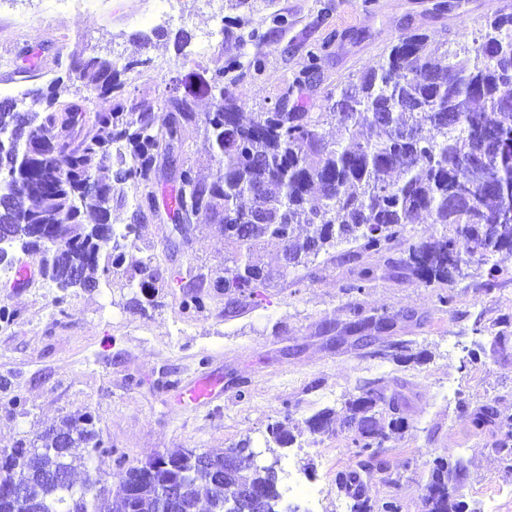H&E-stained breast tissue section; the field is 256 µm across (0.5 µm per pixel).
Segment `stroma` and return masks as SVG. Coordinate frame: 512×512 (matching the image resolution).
<instances>
[{
  "label": "stroma",
  "instance_id": "1",
  "mask_svg": "<svg viewBox=\"0 0 512 512\" xmlns=\"http://www.w3.org/2000/svg\"><path fill=\"white\" fill-rule=\"evenodd\" d=\"M440 0H251V10L231 9L228 0H87L64 14L29 10L27 0H0V89L34 90L63 75L68 56L98 54L118 64L145 58L121 80L136 100L161 107L172 79L196 72L211 78L232 58L241 69L224 72V83L245 106V115L283 100L306 112L323 111L329 97L377 65L403 33L420 30L456 50L472 44L496 10L512 12V0H465L463 8H440ZM286 25L278 26L274 16ZM233 25L206 57L198 50L224 18ZM185 32L187 45L176 46ZM319 50L317 74L303 78L311 50ZM260 58L261 72L248 62ZM202 126L186 127L173 165L154 182L166 200L176 167L189 165L210 180L214 164L204 148ZM126 203L114 210L117 230L133 225L136 249L128 263L156 254L168 288L132 295L106 284L94 290H61L34 278L18 290L0 271V307L14 311L0 320V448L26 442L78 410H92L104 438L129 463L180 448H229L250 438L263 460L277 461L282 512H351L336 488V474L351 458L350 434L336 427L325 435L303 431L318 410L344 414L357 386L383 381L404 398L409 424L385 456L398 487L373 478L374 501L399 494L403 512H420L422 487L433 458L450 451L468 470L462 490L470 512H512V471L497 452L503 435L476 431L471 411L495 403L512 414V255L494 256L500 271L488 280L473 264L451 285L418 282L402 265V245L385 253L345 261L350 242L336 244L288 277L274 279L253 304L224 311L216 296L201 312H182L175 282L187 268L214 277L224 265V237L207 215L194 218L191 245H184L166 215L135 218L139 190L125 186ZM375 271L362 292L349 285L359 266ZM452 292L451 304L439 296ZM393 318L372 346L336 339L345 335L354 310ZM401 343L402 357H377L378 349ZM211 374L221 394L212 403L180 407L182 387ZM20 405H13V398ZM284 422L294 441L282 448L267 435ZM310 484L313 496L292 491Z\"/></svg>",
  "mask_w": 512,
  "mask_h": 512
}]
</instances>
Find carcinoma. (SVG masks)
<instances>
[{"mask_svg":"<svg viewBox=\"0 0 512 512\" xmlns=\"http://www.w3.org/2000/svg\"><path fill=\"white\" fill-rule=\"evenodd\" d=\"M114 62L98 55H72L65 76L47 88L28 92L30 103L0 101V135L13 150L0 154V265L11 272L17 261L7 247L19 242L38 256L49 281L62 290H92L99 278L114 281L125 272L123 287L140 293L168 287L154 256L126 273V251L137 247L112 227V208L125 204V184L142 187L136 216L156 208L152 190L160 160L182 143L186 127L202 123L207 152L216 165L209 182L185 166L170 212L182 230L204 212L222 225L224 270L211 279L192 277L181 307L200 312L224 293L232 308L253 299L271 273L251 261L261 245L282 255L279 275L299 267L337 241L358 243L361 253L380 254L401 238L420 214L433 224H454L453 236L409 242L404 263L426 285L452 279L469 264L487 266L490 257L512 253V13L495 12L470 46L450 51L423 33L397 38L384 59L341 89L326 112H258L242 121L243 105L224 88V73L200 80L189 93L168 99L156 115L125 94ZM76 79L99 99L93 112H79L59 101L64 80ZM216 97L214 109L198 117L193 97ZM336 126V140L321 132ZM49 130L54 136H46ZM500 133L492 138L486 133ZM115 154L116 169L103 165ZM498 176L490 189L482 178ZM91 208L94 223L81 222ZM43 224L55 242L43 248L31 239V226ZM390 327L389 316L360 318L353 329L369 345L372 333ZM400 396L376 382L357 387L345 401L344 426L354 447L350 465L337 472L336 484L353 501V512H402L396 494L375 503L366 481L380 476L392 487L385 444L401 438L409 425L400 416ZM477 430L496 428L512 438V415L487 403L471 412ZM88 411L36 436L35 442L0 448V512H24L37 501L42 512H157L158 490L171 483L195 510L224 512V489L211 471L198 466L191 452L148 459L153 472L142 480L135 465L105 440ZM334 411L323 409L304 420L311 435L329 432ZM282 447L294 436L283 424L268 428ZM251 447L241 440L225 450L204 454L219 464ZM114 460L116 470L95 466ZM84 471L76 483L74 476ZM118 477V499L100 487ZM466 479L462 460L448 454L433 460L423 486L422 512H461ZM235 485L258 487L260 500H246L238 512H279L278 472L271 465L246 467Z\"/></svg>","mask_w":512,"mask_h":512,"instance_id":"obj_1","label":"carcinoma"}]
</instances>
